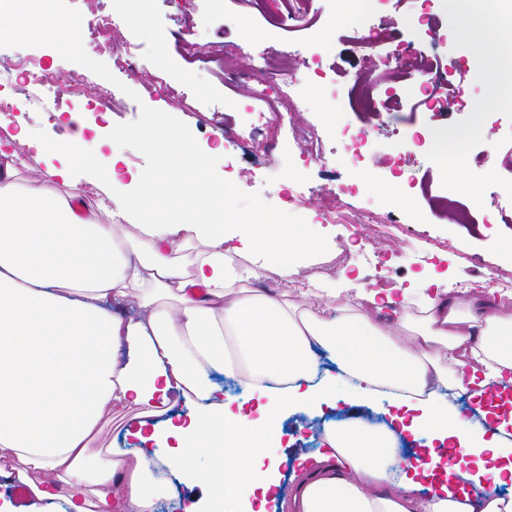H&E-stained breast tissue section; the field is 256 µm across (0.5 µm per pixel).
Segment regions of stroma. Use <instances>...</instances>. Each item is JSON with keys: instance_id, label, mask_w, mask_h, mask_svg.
<instances>
[{"instance_id": "35a3bbf8", "label": "stroma", "mask_w": 512, "mask_h": 512, "mask_svg": "<svg viewBox=\"0 0 512 512\" xmlns=\"http://www.w3.org/2000/svg\"><path fill=\"white\" fill-rule=\"evenodd\" d=\"M417 0H391L384 13L367 25L357 18L332 24L336 0H313L309 24L300 30H281L265 36V18L283 8L282 0H54L53 20L78 25L79 45L59 51L48 38L0 40V57L33 60L49 69L55 83L49 101L54 111L82 113L91 134L124 130V166L131 171L154 168L160 155L147 148L136 133L147 113H161L183 133L190 146H222L230 160L224 178L234 188L236 209L251 214L263 208L302 224H315L318 240L311 263L300 268L297 279L314 274L335 279L347 275L365 287L410 288L431 279L456 290L497 271L512 288V222L499 216L512 196V109H483L486 98L482 74L493 60L473 48L467 36L455 34L450 44L433 43L431 50L457 70L466 85L468 101L462 109L438 112L422 105L421 94H408L401 111L360 112L349 105L351 77L369 72L376 91L397 85L392 51L412 33ZM146 14L149 32L138 33L136 65L121 72L114 65L113 48L124 44V31L113 30L109 44L96 47L89 29L104 14ZM261 32L260 48L269 60L241 73L228 71L230 60L242 58V27ZM365 27L375 45L371 56H362L355 45L358 27ZM320 59L328 79L334 81L337 99L306 98L300 106L280 112V133L285 156L267 154L260 146L266 128L252 129L248 139L235 131L249 127L243 106L254 91L276 92L283 71L299 78L310 76L313 59ZM85 75L80 92H72L75 75ZM114 89L110 110L95 107L99 88ZM182 96H175V89ZM0 97L12 102L13 123L25 124L35 136L52 142L66 134L62 121L47 120L31 86L18 74L0 80ZM221 120L232 138L217 142L213 120ZM478 125L480 133L466 145L481 155L479 164L464 167L478 182L482 203L472 212L479 224L465 230L455 223L453 208L435 200L445 180L436 155L423 142L438 129L459 130ZM250 128V127H249ZM366 131L364 161L374 185L357 186L352 198L341 190L351 175V155L339 129ZM409 183L400 201L382 194L391 180ZM294 189L305 203H286L284 192ZM352 203L357 224H316L323 206ZM389 213L387 225L367 222L369 212Z\"/></svg>"}]
</instances>
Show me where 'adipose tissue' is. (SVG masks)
<instances>
[{"instance_id":"adipose-tissue-1","label":"adipose tissue","mask_w":512,"mask_h":512,"mask_svg":"<svg viewBox=\"0 0 512 512\" xmlns=\"http://www.w3.org/2000/svg\"><path fill=\"white\" fill-rule=\"evenodd\" d=\"M448 15L476 47L493 45L497 64L512 61L511 19L480 0H448ZM71 121L72 132L35 145L45 171L27 181L17 147L33 145L28 133L0 142V478L30 491L32 512H157L164 500L171 512H266L280 420L340 402L371 408L382 394L388 423L325 422L281 512H512V494L473 495L512 481V397L474 414L446 394L512 386L511 304L474 287L397 292L318 274L304 290L310 307L291 304L255 283L271 266L296 274L312 225L240 215L214 175L217 151L187 152L155 113L143 143L163 144L174 173L200 180L171 207L203 222L148 216L147 191L173 172L124 178L114 150L98 153L102 196L85 208L78 172L90 145L80 115ZM476 133L429 136L449 181L465 183L450 158ZM133 301L136 314L122 315ZM216 373L246 379L256 414L225 402ZM112 413L137 422L138 445L95 447ZM404 434L462 450L455 489L440 488L433 466L404 465Z\"/></svg>"}]
</instances>
